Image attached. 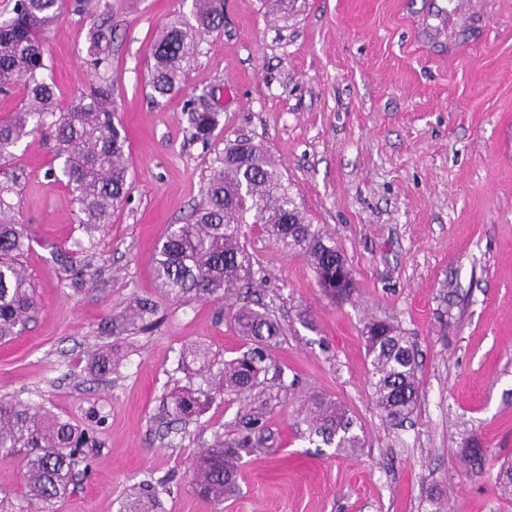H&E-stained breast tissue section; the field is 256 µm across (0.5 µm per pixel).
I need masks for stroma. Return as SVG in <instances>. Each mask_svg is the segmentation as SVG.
<instances>
[{
    "label": "stroma",
    "instance_id": "stroma-1",
    "mask_svg": "<svg viewBox=\"0 0 512 512\" xmlns=\"http://www.w3.org/2000/svg\"><path fill=\"white\" fill-rule=\"evenodd\" d=\"M45 35L62 105L94 82L85 32L112 7L108 77L134 162L127 202L106 229L78 223L49 174L53 143L16 149L27 180L16 218L39 312L0 346V398L41 404L91 436L87 467L46 512H120L146 480L163 479L158 512H219L191 487L192 456L214 432L259 449L241 454L237 490L220 512H512L496 463L512 461V0H474L480 28L424 42L426 0H308L288 20L260 0H224V27L205 37L181 88L153 101L149 48L179 0H83ZM220 112L210 144L192 140L199 100ZM246 136L281 164L311 223L334 237L355 280L338 303L308 263L261 227L247 246L261 280L233 299L176 302L152 255L186 223L225 140ZM153 300L156 326L129 324L131 297ZM269 305L281 325L252 396L215 397L184 432H167L162 400L200 384L180 361L199 346L215 361L247 351L231 314ZM398 325L417 352L418 401L401 421L377 410L365 323ZM118 357L100 375L98 350ZM341 402L363 448L337 451L303 421L316 397ZM489 449L494 467L466 460Z\"/></svg>",
    "mask_w": 512,
    "mask_h": 512
}]
</instances>
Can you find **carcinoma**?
<instances>
[{
    "label": "carcinoma",
    "mask_w": 512,
    "mask_h": 512,
    "mask_svg": "<svg viewBox=\"0 0 512 512\" xmlns=\"http://www.w3.org/2000/svg\"><path fill=\"white\" fill-rule=\"evenodd\" d=\"M268 14L288 17L306 0H264ZM64 0H14L5 17L0 13V95L8 97L16 85L23 96L0 118V345L21 336L38 313L35 285L24 265L29 239L15 219V198L26 182L15 164L13 149L25 138L46 133L54 142L61 176L77 211L78 223L98 228L110 223L112 213L127 201L131 181L129 147L118 118L112 84L105 78L89 85L69 108L58 106L56 86L48 78L42 42L46 30L64 15ZM112 14L104 11L89 23L86 39L90 63L98 71L109 63L108 32ZM224 24V0H192L185 13L173 12L154 40L149 57L151 97L176 92L202 37ZM219 126V113L194 111L191 138L209 144ZM260 224L277 248L299 256L313 268L318 284L342 302L354 290L352 270L336 249L334 238L313 224L297 203L276 160L249 139L227 140L215 154L201 189V200L185 224H171L152 256L156 281L171 298L182 302L222 298L255 282L253 254L245 244L244 226ZM157 305L140 298L128 317L146 329ZM239 332L256 343L248 356L224 360L214 368L209 352L194 348L188 354L201 364L204 382L218 377L215 389L177 386L163 403L171 423H185L212 400L211 392L245 393L254 389L267 371L268 347L280 328L268 311L242 307L232 314ZM368 376L381 414L403 420L417 402V361L409 340L397 327L373 319L365 326ZM307 423L327 443L342 451L364 446L353 431V421L337 402L312 399ZM86 433L69 418L42 406L0 398V460L25 449L24 497L31 505H51L75 484L83 458ZM261 440L224 441V434L193 458L190 480L194 491L222 510L224 496L235 486L241 451ZM159 485H165L160 481ZM157 485V486H159ZM157 486L145 482L121 512H156Z\"/></svg>",
    "instance_id": "cac0c4a2"
}]
</instances>
